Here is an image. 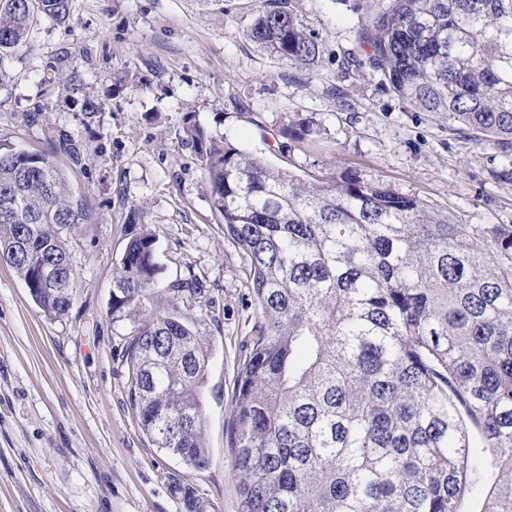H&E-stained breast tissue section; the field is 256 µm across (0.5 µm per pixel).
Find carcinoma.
Returning <instances> with one entry per match:
<instances>
[{
	"mask_svg": "<svg viewBox=\"0 0 512 512\" xmlns=\"http://www.w3.org/2000/svg\"><path fill=\"white\" fill-rule=\"evenodd\" d=\"M71 0H0V64ZM291 68L322 42L269 0L249 31ZM341 78L368 67L448 129L512 153V0H380ZM224 235L259 311L237 376L241 512H512V225L457 224L416 195L344 168L305 179L186 122ZM91 214L48 152L0 150V261L72 263ZM25 241L31 262L10 248ZM156 237L132 234L113 270L112 320L132 324L128 401L156 448L208 462L200 388L209 352L178 307H150ZM172 300L201 294L195 279ZM49 316L72 304L35 288Z\"/></svg>",
	"mask_w": 512,
	"mask_h": 512,
	"instance_id": "1",
	"label": "carcinoma"
}]
</instances>
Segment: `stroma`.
I'll return each mask as SVG.
<instances>
[{
    "mask_svg": "<svg viewBox=\"0 0 512 512\" xmlns=\"http://www.w3.org/2000/svg\"><path fill=\"white\" fill-rule=\"evenodd\" d=\"M261 2L71 0L66 22L38 19L0 67V145L53 153L93 215L68 243L67 314L46 316L0 264V512H239L230 427L258 312L247 261L180 139L185 120L277 167L352 168L457 223L512 225V182L493 175L511 158L407 106L370 70L341 78L372 0H291L323 42L309 71L250 40ZM301 119L321 128L314 146L283 133ZM132 218L156 234L155 306L171 281L202 286L180 305L210 354L201 469L154 448L128 403L131 327L110 305Z\"/></svg>",
    "mask_w": 512,
    "mask_h": 512,
    "instance_id": "stroma-1",
    "label": "stroma"
}]
</instances>
